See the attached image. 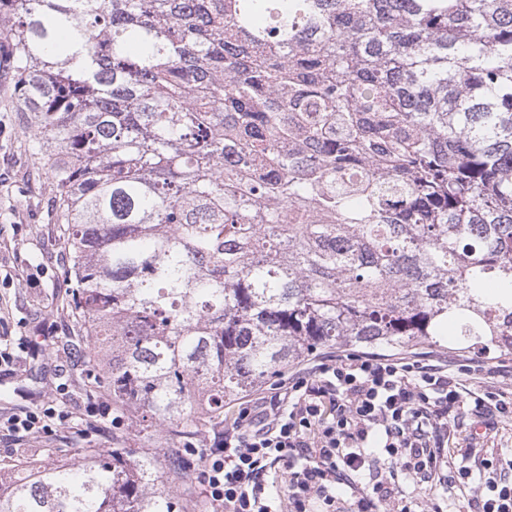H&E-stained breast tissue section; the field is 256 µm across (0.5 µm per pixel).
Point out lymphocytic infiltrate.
<instances>
[{
    "label": "lymphocytic infiltrate",
    "instance_id": "1",
    "mask_svg": "<svg viewBox=\"0 0 512 512\" xmlns=\"http://www.w3.org/2000/svg\"><path fill=\"white\" fill-rule=\"evenodd\" d=\"M512 371L507 362L486 366L466 356L458 374L430 355L398 356L340 352L315 358L270 394L240 403L231 423L215 432L201 460L209 512H413L412 503L384 475L400 462L418 490L442 475L469 485V467L456 466L445 452L451 423L469 411L486 429L512 414V396L492 392L465 407L459 374ZM85 424L112 435V404L104 397L82 413L48 403L0 422L18 448L57 428ZM284 482L271 480L276 465ZM476 494L478 512H512V479L495 476L493 461Z\"/></svg>",
    "mask_w": 512,
    "mask_h": 512
}]
</instances>
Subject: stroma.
Returning <instances> with one entry per match:
<instances>
[{"label": "stroma", "instance_id": "stroma-1", "mask_svg": "<svg viewBox=\"0 0 512 512\" xmlns=\"http://www.w3.org/2000/svg\"><path fill=\"white\" fill-rule=\"evenodd\" d=\"M8 50L0 39V342L36 344L35 357L14 373H0V415L18 406L50 400L56 371L67 366L70 393L86 401L91 389L87 366L69 368L67 340L82 332L71 315L65 277L61 228L56 222L55 188L44 166L35 163L24 146L27 117L14 105L15 76L3 65ZM110 450L96 434L81 437L62 429L35 440L29 453L42 460L82 456L85 449ZM448 448L457 460L478 469L482 459L501 468L512 466V418L498 419L481 432L473 417L459 416ZM473 497L471 489L442 484L416 501L418 512H460Z\"/></svg>", "mask_w": 512, "mask_h": 512}]
</instances>
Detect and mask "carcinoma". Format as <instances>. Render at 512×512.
<instances>
[{
  "label": "carcinoma",
  "instance_id": "cac0c4a2",
  "mask_svg": "<svg viewBox=\"0 0 512 512\" xmlns=\"http://www.w3.org/2000/svg\"><path fill=\"white\" fill-rule=\"evenodd\" d=\"M0 26L116 444L21 467L0 512H198L156 449L187 473L304 359L512 351V0H0Z\"/></svg>",
  "mask_w": 512,
  "mask_h": 512
}]
</instances>
